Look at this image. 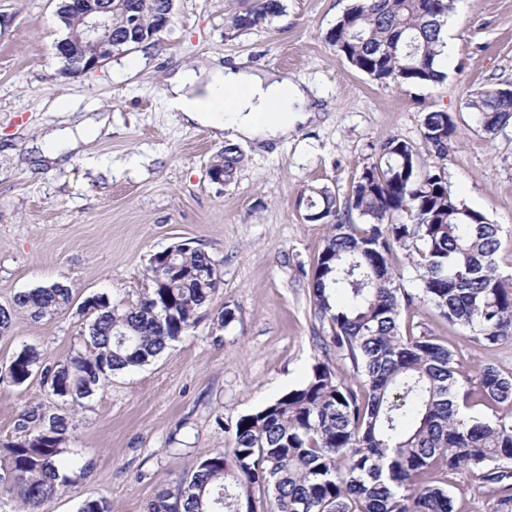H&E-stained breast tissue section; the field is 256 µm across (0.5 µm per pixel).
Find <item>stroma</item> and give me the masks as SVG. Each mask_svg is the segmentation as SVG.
Instances as JSON below:
<instances>
[{
	"mask_svg": "<svg viewBox=\"0 0 512 512\" xmlns=\"http://www.w3.org/2000/svg\"><path fill=\"white\" fill-rule=\"evenodd\" d=\"M285 3L284 15L230 38L225 21L251 0H176L159 46L65 76L55 56L60 0H0V306L53 282L72 294L59 314L16 319L0 336V369L26 346L50 362L68 358L80 346L81 304L104 293L135 305L152 286L150 257L174 244L208 252L222 279L163 354L113 375L76 409L68 445L84 476L78 493L47 500L42 512H78L85 494L114 512H146L200 456L232 447L240 416L299 388L315 364L350 372L313 315L307 282L330 227L305 220L300 194L310 185L348 190L386 135L421 146L427 113L447 112L457 124L448 188L500 225L496 261L512 274V124L487 137L463 107L477 89L512 82V0H457L445 78L426 85L378 83L337 56L325 35L350 0ZM211 57L305 82L318 109L288 140L241 143L244 162L227 186L209 177L223 140L163 104L173 73ZM62 104L78 118L109 113L112 131L87 153L52 162L31 142L64 121ZM413 316L464 367L491 362L512 373V340L484 350L430 307ZM55 403L40 376L0 384V440L17 439L24 409ZM447 482L457 512H496L480 480Z\"/></svg>",
	"mask_w": 512,
	"mask_h": 512,
	"instance_id": "35a3bbf8",
	"label": "stroma"
}]
</instances>
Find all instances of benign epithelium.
<instances>
[{
	"instance_id": "7a95c632",
	"label": "benign epithelium",
	"mask_w": 512,
	"mask_h": 512,
	"mask_svg": "<svg viewBox=\"0 0 512 512\" xmlns=\"http://www.w3.org/2000/svg\"><path fill=\"white\" fill-rule=\"evenodd\" d=\"M116 0H63L68 14H77L81 29L72 31L55 46L64 75L94 70L112 58L114 42L124 39L112 37V10Z\"/></svg>"
}]
</instances>
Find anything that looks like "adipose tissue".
I'll return each instance as SVG.
<instances>
[{
    "mask_svg": "<svg viewBox=\"0 0 512 512\" xmlns=\"http://www.w3.org/2000/svg\"><path fill=\"white\" fill-rule=\"evenodd\" d=\"M165 102L184 122L209 127L217 138L259 144L288 139L314 112L300 84L227 67L215 60L177 71L168 81ZM111 130L105 115L56 129L44 136L43 155L57 159L60 144L82 151Z\"/></svg>",
    "mask_w": 512,
    "mask_h": 512,
    "instance_id": "1",
    "label": "adipose tissue"
}]
</instances>
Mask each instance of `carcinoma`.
Masks as SVG:
<instances>
[{"mask_svg": "<svg viewBox=\"0 0 512 512\" xmlns=\"http://www.w3.org/2000/svg\"><path fill=\"white\" fill-rule=\"evenodd\" d=\"M126 2L137 8L146 47L157 45L160 27L173 22L168 0ZM455 2L352 0L325 40L376 82L438 83L445 79L440 34ZM284 12V0H253L227 29L238 35ZM506 88L483 87L465 102L488 136L512 122ZM420 136L437 164L391 134L345 197L315 186L301 196L305 220L332 227L308 282L314 316L329 326L360 387L313 366L300 388L240 417L230 452L201 456L147 512H257L258 495L268 497L266 512H456L448 487L436 480L441 473L472 474L500 503L512 504V374L490 364L465 373L448 346L419 324H402V313L419 302L483 348L512 338V275L495 261L500 227L448 190L443 162L457 125L446 112H429ZM243 160L226 144L210 171L230 185ZM353 212L362 223L348 219ZM400 252L417 273L416 297L403 288ZM214 269L207 252L178 243L150 257L154 288L136 305L104 295L83 305L82 348L42 368L58 407L27 408L15 424L22 438L0 441V490L21 486L28 512L76 492L77 477L62 473L72 411L103 380L148 364L186 332L221 283ZM71 302L60 282L21 292L0 307V335L20 315L39 320ZM41 365V354L26 346L12 357L7 380L22 385ZM473 381L479 401L493 409L488 419L460 414L474 402ZM78 512H112V504L87 497Z\"/></svg>", "mask_w": 512, "mask_h": 512, "instance_id": "cac0c4a2", "label": "carcinoma"}]
</instances>
